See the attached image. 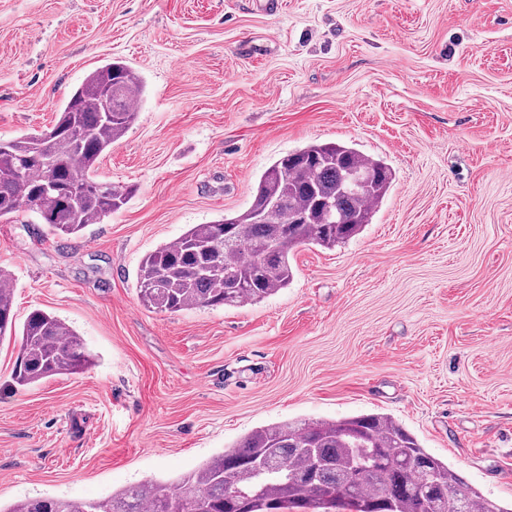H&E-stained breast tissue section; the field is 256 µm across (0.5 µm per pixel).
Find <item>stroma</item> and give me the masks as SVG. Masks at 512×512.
<instances>
[{
	"mask_svg": "<svg viewBox=\"0 0 512 512\" xmlns=\"http://www.w3.org/2000/svg\"><path fill=\"white\" fill-rule=\"evenodd\" d=\"M267 2L0 0V139L50 128L109 61L146 83L99 163L133 190L119 212L61 237L0 221L17 320L51 312L95 357L13 392L0 344V504L96 500L262 425L371 413L512 503V0ZM315 141L393 169L362 234L296 248L257 304H142L146 254L246 210Z\"/></svg>",
	"mask_w": 512,
	"mask_h": 512,
	"instance_id": "35a3bbf8",
	"label": "stroma"
}]
</instances>
